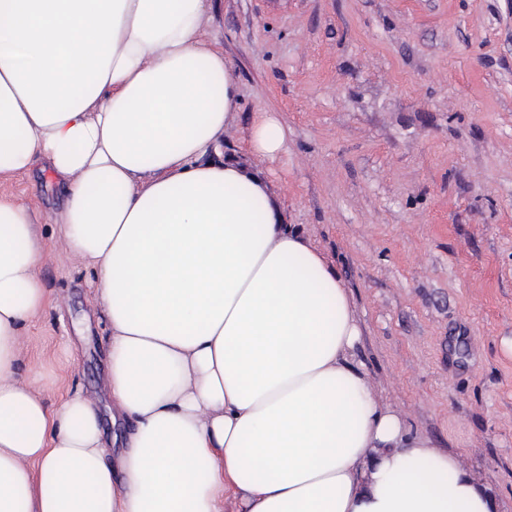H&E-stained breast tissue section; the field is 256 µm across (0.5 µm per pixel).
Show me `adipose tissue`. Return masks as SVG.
Segmentation results:
<instances>
[{
    "mask_svg": "<svg viewBox=\"0 0 512 512\" xmlns=\"http://www.w3.org/2000/svg\"><path fill=\"white\" fill-rule=\"evenodd\" d=\"M210 0H0V180L48 166L109 338L122 450L81 393L19 378L45 304L44 219L0 195V512H493L410 435L353 350L354 304L255 162L224 155L236 85Z\"/></svg>",
    "mask_w": 512,
    "mask_h": 512,
    "instance_id": "obj_1",
    "label": "adipose tissue"
}]
</instances>
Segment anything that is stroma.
<instances>
[{
    "mask_svg": "<svg viewBox=\"0 0 512 512\" xmlns=\"http://www.w3.org/2000/svg\"><path fill=\"white\" fill-rule=\"evenodd\" d=\"M203 33L237 88L225 153L258 113L287 131L261 170L350 292L374 395L512 512V0H212ZM0 195L64 201L49 169ZM46 232L19 375L51 407L87 396L109 435L104 325Z\"/></svg>",
    "mask_w": 512,
    "mask_h": 512,
    "instance_id": "35a3bbf8",
    "label": "stroma"
}]
</instances>
